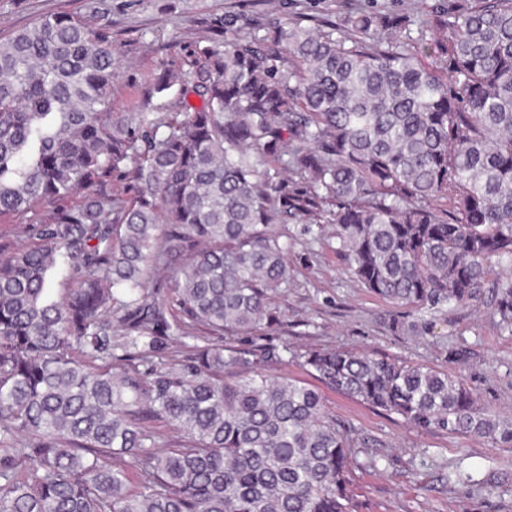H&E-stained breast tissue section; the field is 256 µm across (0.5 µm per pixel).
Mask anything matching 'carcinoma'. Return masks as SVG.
I'll return each instance as SVG.
<instances>
[{"label": "carcinoma", "instance_id": "obj_1", "mask_svg": "<svg viewBox=\"0 0 512 512\" xmlns=\"http://www.w3.org/2000/svg\"><path fill=\"white\" fill-rule=\"evenodd\" d=\"M345 23L353 36L269 16L243 35L230 15L222 41L153 78L176 101L140 112L112 111V31L51 14L0 37V218L59 203L37 245L0 253V447L31 437L26 469L0 457V512H359L345 429L315 389L261 371L288 348L176 360L157 340L277 324L279 224L338 225L354 278L420 310L466 305L491 259L512 264V0L440 8L417 39L380 40L402 20L353 3ZM171 266L181 318L145 292ZM493 287L511 328L512 279ZM300 365L420 430L512 444L511 421L427 365L352 350ZM150 421L185 443L157 450Z\"/></svg>", "mask_w": 512, "mask_h": 512}]
</instances>
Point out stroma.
<instances>
[{
    "label": "stroma",
    "instance_id": "stroma-1",
    "mask_svg": "<svg viewBox=\"0 0 512 512\" xmlns=\"http://www.w3.org/2000/svg\"><path fill=\"white\" fill-rule=\"evenodd\" d=\"M374 15L412 23L443 0H358ZM346 0H0V36L36 18L71 13L112 31L117 75L112 109L136 112L149 82L220 41L224 16L288 23L307 18L342 23ZM288 241L287 288L273 298L281 323L251 335L250 347L274 345L296 354L352 349L425 364L463 378L480 407L512 420V330L495 312L496 291L456 309L421 313L386 303L363 288L338 252V228L303 221L280 225ZM275 378H294L322 394L328 413L354 447L353 483L361 512H512V445L489 439L424 432L322 384L292 363H271ZM376 466H369V459ZM479 488H471L469 480Z\"/></svg>",
    "mask_w": 512,
    "mask_h": 512
}]
</instances>
